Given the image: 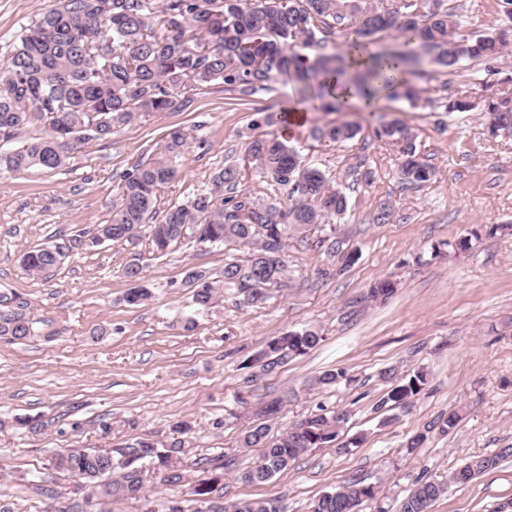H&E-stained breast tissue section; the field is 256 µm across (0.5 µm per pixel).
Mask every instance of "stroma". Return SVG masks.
<instances>
[{
  "label": "stroma",
  "mask_w": 512,
  "mask_h": 512,
  "mask_svg": "<svg viewBox=\"0 0 512 512\" xmlns=\"http://www.w3.org/2000/svg\"><path fill=\"white\" fill-rule=\"evenodd\" d=\"M60 0H0V63L22 28L58 8ZM512 92V64L496 74L482 64L454 73L430 71L417 81L422 99L380 100L344 114L307 110L306 120L285 134L303 162L330 181L346 185L348 208L338 232L357 261L336 279L320 280L324 257L288 237V274L271 299L254 307L235 289L201 310L181 281L188 267L216 273L231 250H201L185 242L164 256L147 236L135 244L82 241L80 235L108 217L123 174L146 159L178 127L188 136L180 174L161 194L162 204L202 189L216 168L244 161V143L267 133L266 112L293 106L296 86L279 77L245 97L215 83L189 94L182 110L135 121L105 140L71 153L64 170H0V292L16 293L35 332L21 341L0 336V504L9 512H47L48 499L30 488L42 472L60 496L71 478L50 468L69 448H121L145 438L172 440L173 425L191 422L189 446L174 464L179 486L147 470L148 503L112 504V512H163L168 500L189 497L203 476V459L223 458L224 499L276 500L280 512H308L311 500L351 480L377 487L359 512H397L418 479L447 481L468 457L512 446V140L489 138L479 107L484 83ZM452 94L466 96L469 112L444 110ZM401 118L417 136L434 169L417 188L396 174L395 151L376 136L382 122ZM358 125L355 139L333 145L314 139L313 126L336 120ZM366 161L371 183L349 184L348 167ZM390 223H376L381 206ZM466 251L454 244L470 231ZM68 245L69 256L47 279L29 276L19 257L37 245ZM143 267L153 290L147 302L128 305L122 269ZM399 282L389 298L370 300V286L384 277ZM312 328L320 343L256 379L252 358L273 338ZM403 377L424 370L428 383L406 409H381L386 369ZM346 373L319 387L327 370ZM285 407L273 433L318 413L344 410L348 420L335 446L312 448L266 484L241 480L259 451L238 445L240 432L266 396ZM462 409L448 433L431 423ZM38 418L37 431L9 427L16 417ZM422 447L408 449L419 432ZM430 512H512V458L464 488H450Z\"/></svg>",
  "instance_id": "35a3bbf8"
}]
</instances>
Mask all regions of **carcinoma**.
<instances>
[{
    "label": "carcinoma",
    "instance_id": "1",
    "mask_svg": "<svg viewBox=\"0 0 512 512\" xmlns=\"http://www.w3.org/2000/svg\"><path fill=\"white\" fill-rule=\"evenodd\" d=\"M61 0L60 7L25 27L0 68V141H10L35 122L49 132L17 149L0 148V169L20 171L38 167L55 171L67 167L74 145L105 140L112 131L135 120L174 112L183 98L215 82L245 96L268 89L286 74L302 90L319 92L321 108L343 109L330 83L355 90L371 101L384 92L417 98L410 77L425 63L457 70L465 62H498L512 50V26L490 35L459 34L461 19L452 0ZM332 36L340 38L341 53L303 51L322 48ZM486 130L493 138L512 136V92H495L484 99ZM350 122L315 126L312 136L331 143L356 137ZM396 150L401 183L417 186L430 180L432 168L420 159L416 135L395 119L377 130ZM187 145L186 134L171 129L158 151L122 176L109 217L101 228L112 230V242H133L148 230L153 251L164 255L185 241L200 247L246 248L243 258L224 260L219 275L190 269L184 285L202 309L213 307L234 288L251 305H262L270 289L285 279L288 263L285 240L290 234L317 235L315 247L325 257L318 275L329 280L355 260L334 221L348 206L340 184L302 163L298 152L275 136H256L245 146L246 160L260 177L288 188L281 202L257 199L248 193L226 197L242 180V170L227 164L216 170L206 188L187 199L160 209L158 198L178 175V159ZM67 247L60 243L30 248L20 263L33 278L57 268ZM122 274L130 283L125 300L139 304L151 297L144 284L143 266L126 265ZM396 280L384 277L370 288L373 299L391 295ZM16 294H0V336L23 340L33 322L23 312ZM322 336L312 329L289 331L271 340L262 355L279 363L314 348ZM427 384L417 370L391 387L377 406L409 404ZM284 407L283 400L263 402L265 420L241 433L243 448H259L258 461L242 480L265 484L286 471L310 448L330 446L348 413L323 411L307 417L280 435L271 434L269 421ZM338 414L331 419L332 414ZM135 453L117 448L101 453L88 448L69 449L53 460V467L88 483L92 493L66 512H94L93 499L144 500L143 468L163 473V482L177 485L183 475L173 465L185 441L159 443L137 440ZM512 457V448L492 455H477L451 473L449 484L416 482L398 512H429L431 504L447 493L448 485L462 487L494 470ZM224 464L214 459L194 494L224 496ZM367 485L347 482L314 499L310 512H357ZM212 512H279L271 500H240L230 506L220 500Z\"/></svg>",
    "mask_w": 512,
    "mask_h": 512
}]
</instances>
